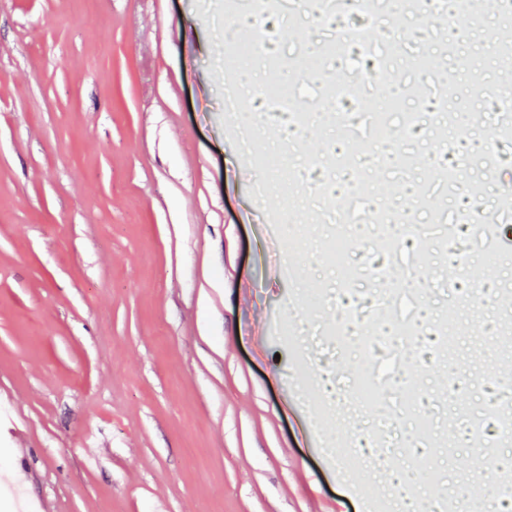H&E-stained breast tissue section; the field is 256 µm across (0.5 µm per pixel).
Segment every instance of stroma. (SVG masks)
I'll return each mask as SVG.
<instances>
[{"label": "stroma", "mask_w": 512, "mask_h": 512, "mask_svg": "<svg viewBox=\"0 0 512 512\" xmlns=\"http://www.w3.org/2000/svg\"><path fill=\"white\" fill-rule=\"evenodd\" d=\"M208 2L0 0V512H392V470L430 507L461 503L469 476L495 484L512 512V428L497 420L512 409V341L498 333L512 255L479 291L450 278L494 244L512 252V208L499 206L512 198L500 0L467 12L384 0L389 92L429 95L390 112V135L435 130L436 94L469 57L483 82L447 98L457 119L475 115L472 137L440 156L403 144L401 163L382 170L393 206L426 236V261L410 236L388 257L350 246L348 278L269 246L276 220L254 192L260 140L224 110V49L251 62L241 83L263 66L247 27L212 31ZM280 13L263 30L288 33L266 49L289 103L317 106L339 29L369 19L319 28L307 0H283ZM424 58L438 69L415 72ZM489 132L502 166L480 171L457 151L482 149ZM421 154L462 165L461 198L424 180ZM418 180L424 201L406 204L398 186ZM469 210L496 236L441 249L435 231L471 234ZM386 266L384 308L370 273ZM381 333L395 343L372 345ZM405 376L420 379L411 401L395 391Z\"/></svg>", "instance_id": "1"}]
</instances>
